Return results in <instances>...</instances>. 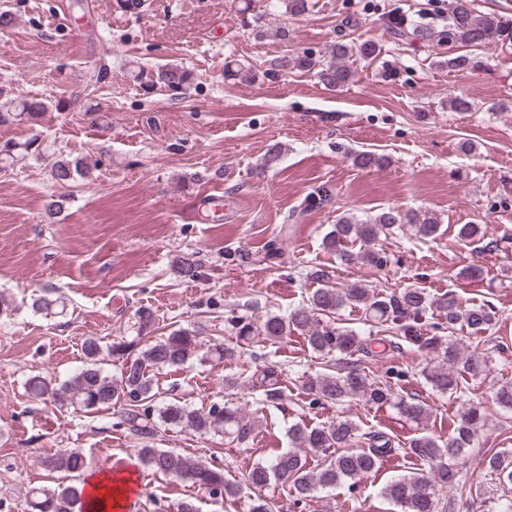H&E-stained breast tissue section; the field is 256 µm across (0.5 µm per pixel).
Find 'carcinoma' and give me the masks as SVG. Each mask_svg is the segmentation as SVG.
<instances>
[{
	"label": "carcinoma",
	"mask_w": 512,
	"mask_h": 512,
	"mask_svg": "<svg viewBox=\"0 0 512 512\" xmlns=\"http://www.w3.org/2000/svg\"><path fill=\"white\" fill-rule=\"evenodd\" d=\"M387 30L397 41L429 42L435 38L448 42L451 51L442 65L450 70L462 71L477 65V61L460 48L511 45L512 15L485 13L476 10L471 0H450L445 23L434 28L409 17L403 12L388 16ZM382 54V46L373 40L355 45L336 42L328 57L314 60L303 54L282 57L276 67L282 71L301 69L313 73L319 82L330 88H342L350 84L355 71L349 59L356 56L374 61ZM192 81L191 72L168 65L158 70L155 78L140 83L145 91L161 83L172 90H180ZM47 111V106L36 100L10 99L0 104V124L17 116L37 122ZM82 162L59 160L52 168V176L58 183L74 180L80 173ZM334 197L333 190L323 184L305 200V208L319 209ZM397 224L411 225L416 234L426 238L436 234L438 220L427 212L414 210L402 212L383 210L366 220L342 215L324 239V247L336 253L340 261L350 264L362 262L376 267L386 263L384 252L375 248L384 231ZM362 245L359 251L350 246ZM178 275L187 280L200 276L198 263L183 258L177 266ZM323 285L313 291L309 304L288 313V317L269 315L259 327V334L272 343L283 341L293 331L307 335L311 350L323 357L331 355L375 357L373 346L386 347L391 339L404 341L419 350L434 354L437 364L423 370V376L439 393L459 398L464 394L462 382L466 378L479 379L489 371V360L477 352L466 355L461 352L452 336H440L442 330L466 327L474 334H484L492 328L496 311L488 304L465 307L450 295L436 303L441 323L436 333L423 330V317L429 299L422 288L407 287L399 292L383 294L367 284L356 283L347 288H335L328 284L329 273L317 269L313 272ZM363 310L365 323L380 325L384 334L374 331L361 336L353 329H342L323 323L346 305ZM33 311L46 316L66 311V301L57 297L32 298ZM153 321L152 312L143 308L138 311V336L131 341L112 343L108 355L128 357L116 378L102 367L100 346L93 340L84 343L85 366L61 383L48 375L30 377L26 386L30 394L44 399L51 397L54 403L70 406L75 410L92 413L104 407L121 404L126 406L122 424L130 433L149 437L158 425L178 428L183 432L224 434L243 444L249 438L251 426L239 412L226 405L213 404L209 408H192L178 403L156 405V392L152 375L164 369L184 365L197 348V336L188 329H178L167 336L149 341L136 356L131 351L143 340V335ZM231 330L242 341L253 337L254 326L242 316L228 320ZM394 373L378 379L364 369H351L346 373L310 377L304 384L310 403L333 402L341 404L353 399L367 405L390 406L402 417L425 428L432 417V409L424 402L395 390ZM263 401L277 404L285 397L280 385V373L273 366L262 370L260 380ZM486 416L481 406L464 405L460 420L448 439L438 440L430 435H421L410 442L411 453L416 457L437 462L431 474L412 472L395 478L381 488V496L392 501L400 512H438L439 492L458 486L460 493L480 496L484 483L496 481L500 485L512 484V450H500L484 457L482 476L473 484L468 479L457 478L454 469L442 463L453 459L465 449L473 446L478 434L485 426ZM290 447L276 454L269 462H258L243 474L242 480L230 479L224 468L212 466L202 460L183 456L164 448L145 446L138 454L139 463L147 469L166 477L176 478L199 485L214 495L226 496L235 501L242 499L243 488L252 491L244 503V512H275L273 500L264 491L272 485L281 484L290 488L297 502H305L318 493L334 490L344 484L351 487L377 471L381 462L398 453L392 441L384 435L360 432L356 423L348 418L332 421L321 427L294 425L288 430ZM313 454L321 459L319 468L310 470L305 456ZM52 471L63 472L77 480L88 467L82 450L72 448L45 460ZM29 507L32 512H84L83 492L76 485L65 487H34L30 491Z\"/></svg>",
	"instance_id": "carcinoma-1"
}]
</instances>
